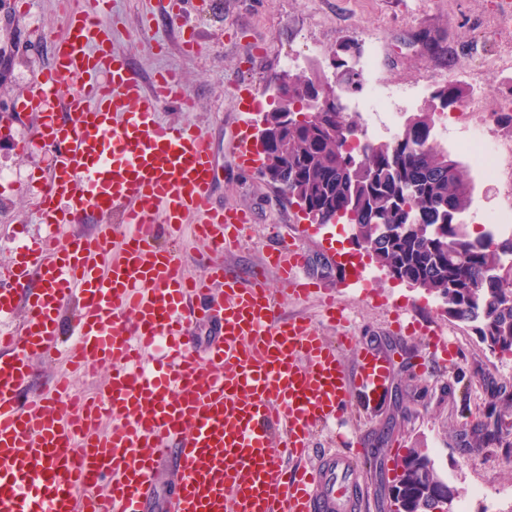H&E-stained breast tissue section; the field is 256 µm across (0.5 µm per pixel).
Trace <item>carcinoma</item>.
Here are the masks:
<instances>
[{
	"mask_svg": "<svg viewBox=\"0 0 512 512\" xmlns=\"http://www.w3.org/2000/svg\"><path fill=\"white\" fill-rule=\"evenodd\" d=\"M359 51L345 42L335 52L343 91L362 88L360 74L340 59ZM289 102L322 89L312 80L282 77ZM467 95L454 80L438 87L431 108L410 115L390 142L358 140V124L345 113L326 112L280 129L269 146L271 165L288 169L279 187L290 203L320 224L358 225L355 244L393 279L439 295L452 318L474 324L491 351H512V238L493 242L488 232L471 235L458 222L470 203L467 169L428 141L435 112L450 111ZM499 437L488 419L473 425L471 450L491 451ZM397 512H442L459 489L447 482L425 451L414 449L398 464Z\"/></svg>",
	"mask_w": 512,
	"mask_h": 512,
	"instance_id": "1",
	"label": "carcinoma"
}]
</instances>
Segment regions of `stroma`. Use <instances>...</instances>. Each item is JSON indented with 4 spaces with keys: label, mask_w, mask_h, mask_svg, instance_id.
I'll return each instance as SVG.
<instances>
[{
    "label": "stroma",
    "mask_w": 512,
    "mask_h": 512,
    "mask_svg": "<svg viewBox=\"0 0 512 512\" xmlns=\"http://www.w3.org/2000/svg\"><path fill=\"white\" fill-rule=\"evenodd\" d=\"M146 0H116L115 22L121 32L119 54L129 56L144 75L174 72L195 103L193 111L163 108L161 117L174 124H197L207 136L221 168L218 201L252 211L254 222L245 241L224 261L233 268L259 264L276 232L305 224V244L311 255L309 272L336 289L345 322L322 321L318 297L289 303L290 311L319 323L325 335L354 336L358 345L396 355L397 363L383 402L377 407L356 401L346 413L347 426L366 448L380 449L384 466L366 468L371 496L359 512H391L396 475L393 449H425L436 466L458 487L484 483L500 490L497 502L472 500L470 512H512V411L499 417L502 444L495 452L467 451L465 432L486 411L490 394L512 399V354L491 352L470 325L441 309L437 295L390 278L375 264L361 262L371 284L349 281L337 286L341 266L350 265L354 247L346 224H307L297 206L288 204L259 170L233 164L232 148L239 133L253 131L254 116L237 100L234 81L244 75L253 93L268 99L281 77L284 54L305 55L309 43L321 46L314 69L339 86L332 53L343 42L375 50L384 80L412 83L427 79L436 89L449 79L469 82L485 72L490 112L512 107V67L501 64L512 56V0H186V33L196 34L204 49L185 52L166 21L141 30L139 18ZM65 19L58 0H31L27 18L14 22L10 0H0V51L10 53L0 67V116L25 97L37 68L48 65L49 45L30 49L33 31L60 34ZM440 38L445 52L428 45ZM441 146L467 166L471 205L461 214L471 224L499 205L496 185L471 166L460 147L459 132H449ZM39 153H18L0 140V170L15 173L18 184L0 186V272L14 260L18 239L34 238L43 227L34 217V199L23 179L36 171ZM416 322L441 330L455 359L447 369L431 363L427 337L395 334L398 324Z\"/></svg>",
    "instance_id": "1"
}]
</instances>
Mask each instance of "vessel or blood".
Returning <instances> with one entry per match:
<instances>
[{
    "label": "vessel or blood",
    "mask_w": 512,
    "mask_h": 512,
    "mask_svg": "<svg viewBox=\"0 0 512 512\" xmlns=\"http://www.w3.org/2000/svg\"><path fill=\"white\" fill-rule=\"evenodd\" d=\"M65 31L15 112H36L22 153L41 145L37 213L46 227L15 247L0 279V512H145L160 464L173 465L169 512H356L369 495L364 444L324 449L306 463L314 427L335 423L356 399L379 404L394 358L329 341L286 300L321 293L336 321V293L308 275L293 241L262 265L228 269L249 211L216 203L219 168L196 126L160 119L161 102L194 101L176 74L144 77L114 49L112 0H63ZM183 32L176 0L142 19ZM110 224L80 234L90 213ZM206 245L199 271L174 248L187 223ZM276 273L286 299L268 285ZM214 331L199 351V324ZM60 359L39 395L34 362ZM109 365L105 388L76 392L71 373Z\"/></svg>",
    "instance_id": "b4317fda"
}]
</instances>
